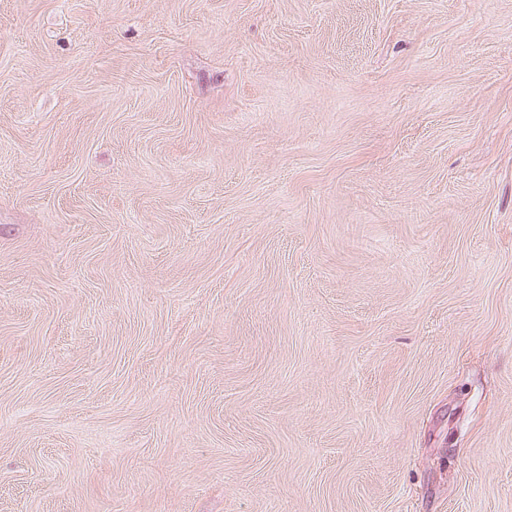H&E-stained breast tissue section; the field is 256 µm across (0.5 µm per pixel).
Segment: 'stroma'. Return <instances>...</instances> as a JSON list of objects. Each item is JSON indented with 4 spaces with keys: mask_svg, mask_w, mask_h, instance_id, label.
Returning <instances> with one entry per match:
<instances>
[{
    "mask_svg": "<svg viewBox=\"0 0 512 512\" xmlns=\"http://www.w3.org/2000/svg\"><path fill=\"white\" fill-rule=\"evenodd\" d=\"M0 512H512V0H0Z\"/></svg>",
    "mask_w": 512,
    "mask_h": 512,
    "instance_id": "35a3bbf8",
    "label": "stroma"
}]
</instances>
